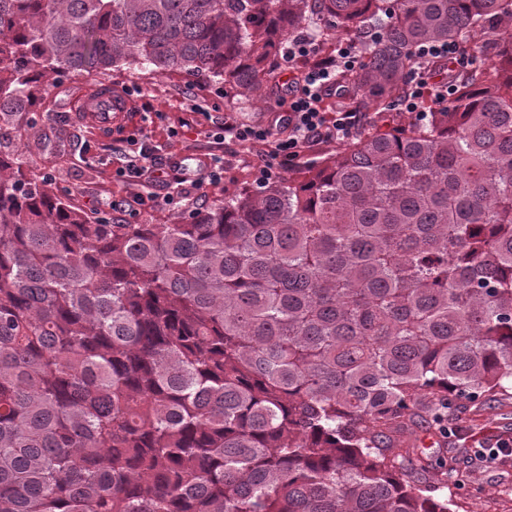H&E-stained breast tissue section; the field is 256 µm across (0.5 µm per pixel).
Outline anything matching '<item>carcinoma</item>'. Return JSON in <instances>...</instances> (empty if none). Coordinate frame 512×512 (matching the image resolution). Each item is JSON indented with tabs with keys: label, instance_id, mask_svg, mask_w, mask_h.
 <instances>
[{
	"label": "carcinoma",
	"instance_id": "carcinoma-1",
	"mask_svg": "<svg viewBox=\"0 0 512 512\" xmlns=\"http://www.w3.org/2000/svg\"><path fill=\"white\" fill-rule=\"evenodd\" d=\"M307 30L366 35L374 120L286 180L114 224L23 171L60 73L250 99ZM448 40L495 59L379 125ZM507 380L512 0H0V512H453L449 417Z\"/></svg>",
	"mask_w": 512,
	"mask_h": 512
}]
</instances>
